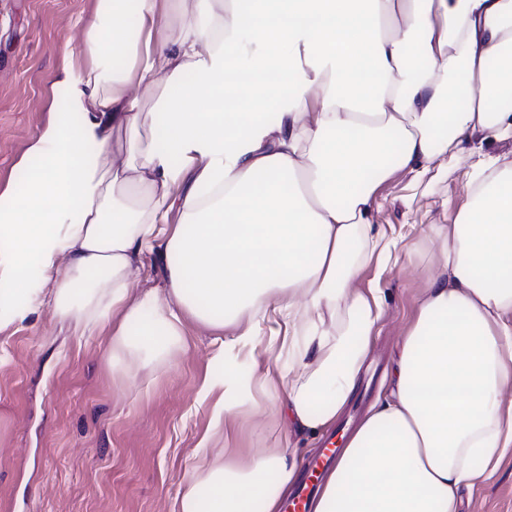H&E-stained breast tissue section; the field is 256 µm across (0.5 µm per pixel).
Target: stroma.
<instances>
[{
	"mask_svg": "<svg viewBox=\"0 0 512 512\" xmlns=\"http://www.w3.org/2000/svg\"><path fill=\"white\" fill-rule=\"evenodd\" d=\"M92 0H0V187L23 179L17 162L48 117L65 57H78ZM398 173L381 187L379 222L450 224L466 201L456 172L436 160L418 191ZM405 257L366 269L387 314L341 422L355 426L385 393L393 349L415 315L431 249L421 233L402 239ZM188 345L160 365L127 374L112 367L109 337L81 336L41 310L0 325V512H176L196 448L260 452L279 447L274 420L242 416L210 435L212 400L199 391L214 371V332L187 328ZM468 512H512V461L465 492Z\"/></svg>",
	"mask_w": 512,
	"mask_h": 512,
	"instance_id": "1",
	"label": "stroma"
}]
</instances>
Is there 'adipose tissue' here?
I'll list each match as a JSON object with an SVG mask.
<instances>
[{"mask_svg": "<svg viewBox=\"0 0 512 512\" xmlns=\"http://www.w3.org/2000/svg\"><path fill=\"white\" fill-rule=\"evenodd\" d=\"M187 2L95 0L0 190V323L52 308L109 334L123 370L182 349L188 323L230 329L201 390L212 428L274 416L282 442L199 449L178 512H282L292 435L343 412L385 315L359 285L398 256L378 191L448 157L468 204L423 227L437 271L311 508L465 512L512 457V164L489 151L512 136V0ZM147 252L165 286L137 292ZM243 351L283 366L240 375Z\"/></svg>", "mask_w": 512, "mask_h": 512, "instance_id": "ef3b65f1", "label": "adipose tissue"}]
</instances>
